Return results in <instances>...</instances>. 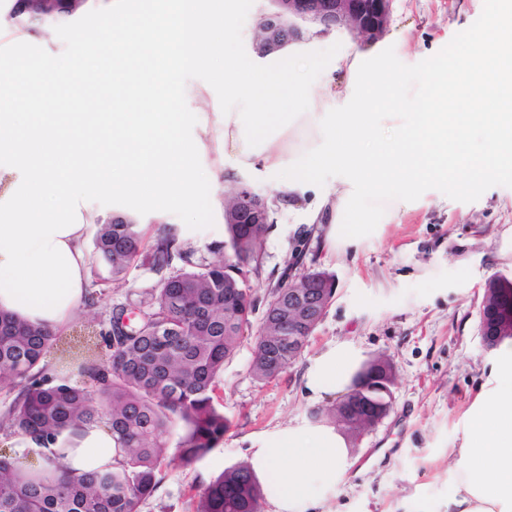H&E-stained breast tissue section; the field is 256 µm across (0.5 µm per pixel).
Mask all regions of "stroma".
Wrapping results in <instances>:
<instances>
[{"instance_id": "1", "label": "stroma", "mask_w": 512, "mask_h": 512, "mask_svg": "<svg viewBox=\"0 0 512 512\" xmlns=\"http://www.w3.org/2000/svg\"><path fill=\"white\" fill-rule=\"evenodd\" d=\"M112 2L97 0L76 21L46 35L1 27L0 78L70 58L77 39L94 45L100 15ZM231 5L226 47L252 57L253 33L268 0ZM487 6V0H395L390 28L378 42L333 31L289 52L310 57L314 88L328 59L384 54L410 109L423 92V70L453 67L471 31L483 24ZM177 84L185 107L199 113L209 130L199 155L200 164H209L222 147L224 87L196 68L180 69ZM237 180L266 196L272 221L259 272L251 279L252 322H260L268 294L289 264L301 272H331L336 294L305 350L274 380L253 378L254 338L243 337L219 382L218 403L231 421L223 442L192 466L165 473L141 512H195L199 492L225 468L250 462L257 449L288 428L324 421L334 400L309 399L303 374L310 359L343 343L358 347L365 360L388 359L396 385L389 415L361 439L350 440L357 463L314 512H446L455 484L453 451L462 445L472 405L496 361L495 349L480 336V304L489 278L512 277V179L482 180L460 191L428 181L392 223L376 225L358 245L337 254L323 246V225L309 221L317 187L287 198L264 175L242 172ZM222 201L213 188L166 207L100 190L77 199L74 209L131 214L148 242L167 224L204 250L225 239ZM156 282L155 274L137 265L122 284L101 278L87 285L98 302L90 313H77L63 336L75 335L89 318L96 330L107 331L112 308L140 299Z\"/></svg>"}]
</instances>
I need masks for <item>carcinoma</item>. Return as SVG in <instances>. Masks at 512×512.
Listing matches in <instances>:
<instances>
[{
  "instance_id": "obj_1",
  "label": "carcinoma",
  "mask_w": 512,
  "mask_h": 512,
  "mask_svg": "<svg viewBox=\"0 0 512 512\" xmlns=\"http://www.w3.org/2000/svg\"><path fill=\"white\" fill-rule=\"evenodd\" d=\"M95 0H56L55 23L72 21ZM0 17L26 32H50L26 0H0ZM95 254L112 282L142 262L157 287L135 304L112 310L103 342L68 340L46 327L0 313V389L13 394L0 414L7 436H34L48 447L68 428L104 425L112 431V462L75 474L59 461L47 469H20L0 453V512H140L168 470L188 467L223 442L231 422L218 407L224 365L244 333L256 329L253 376L277 378L295 360L288 337L269 334L288 307V277L270 292L253 326L247 275L261 255L268 224L224 222V244L212 258L157 229L149 250L137 221L124 213L94 219ZM180 267L173 273V262ZM236 268L225 271L226 263ZM56 350L67 367L87 378L78 385L57 378L46 360ZM264 487L246 463L234 464L200 492L196 512H261Z\"/></svg>"
}]
</instances>
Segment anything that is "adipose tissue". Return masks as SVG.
I'll return each instance as SVG.
<instances>
[{
    "instance_id": "1",
    "label": "adipose tissue",
    "mask_w": 512,
    "mask_h": 512,
    "mask_svg": "<svg viewBox=\"0 0 512 512\" xmlns=\"http://www.w3.org/2000/svg\"><path fill=\"white\" fill-rule=\"evenodd\" d=\"M230 23L223 0H171L168 11L136 16L108 12L94 46L77 44L70 61L0 82V157L25 178L0 206V311L51 329L70 323L86 285L91 219L85 213L69 220V202L92 189L166 206L196 187L222 186L237 171L264 170L279 193L319 180L311 220L324 225L327 249L336 253L364 239L373 217L393 220L431 179L461 190L478 179L512 177V22L503 21L501 8L490 9L471 33L452 75L426 72L419 105L395 113L389 126L375 107L395 105L399 94L383 56L327 64L314 96L305 59L246 61L227 53ZM88 53L100 87L140 74L154 111L135 102L121 112L55 111L83 79L77 62ZM185 66L208 71L224 87V154L204 169L201 140L181 134L199 125L174 80ZM339 96L358 99L359 110L326 111ZM23 101L28 111H18ZM452 102L459 111H449ZM465 127L483 132L482 148L462 136ZM358 359V350L344 344L312 359L305 374L310 398L345 394ZM73 445L67 462L75 473L112 459L107 428L87 427ZM353 464L343 433L323 424L288 428L252 458L274 512H309ZM454 470L447 512H512V337L499 343L493 384L469 417Z\"/></svg>"
}]
</instances>
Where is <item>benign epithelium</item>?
Returning <instances> with one entry per match:
<instances>
[{
	"label": "benign epithelium",
	"instance_id": "7a95c632",
	"mask_svg": "<svg viewBox=\"0 0 512 512\" xmlns=\"http://www.w3.org/2000/svg\"><path fill=\"white\" fill-rule=\"evenodd\" d=\"M394 0H274L275 9L263 16L264 35L255 44L261 54L277 53L302 41L311 29L319 33L348 30L362 42H375L388 31ZM235 203L231 211L234 224H268L267 199L240 183L232 192ZM329 281L323 276L288 279V351H302L305 337L313 334L327 310ZM480 335L486 347L495 346L500 336H512V290L502 287L498 276L485 285L481 304ZM375 385L360 389L356 404L360 413L336 404L337 423L345 428L358 426L355 438L380 423L392 402V383L374 377Z\"/></svg>",
	"mask_w": 512,
	"mask_h": 512
}]
</instances>
